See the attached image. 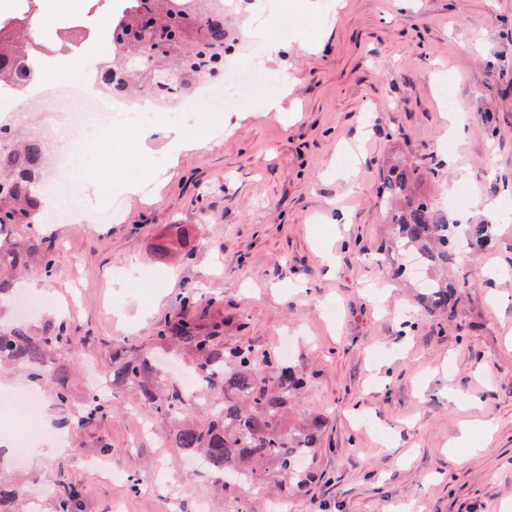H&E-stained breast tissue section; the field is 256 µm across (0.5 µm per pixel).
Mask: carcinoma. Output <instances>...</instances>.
<instances>
[{"mask_svg":"<svg viewBox=\"0 0 512 512\" xmlns=\"http://www.w3.org/2000/svg\"><path fill=\"white\" fill-rule=\"evenodd\" d=\"M146 6L163 20L160 36L168 49L181 56L180 72L192 60L204 67L224 57V12L211 9V0H123L112 48L121 61L134 55V68L104 65L100 81L105 88L122 92L138 81L139 74L148 73L153 89L183 93L195 77L167 79L152 70L159 58L143 39L141 13ZM17 22L16 18L0 20V86L32 78L24 69L30 50L11 32ZM44 159V140L36 134L17 147H0V304L11 300L19 277L29 268L44 277L53 271L51 241L35 230L47 209L41 191ZM414 174L411 168L394 165L382 186L384 194L399 200L390 209L389 223L400 247L418 250L426 267H446L456 260L461 242L470 247L488 242L486 224L470 225L461 241L448 225L438 223L431 200L409 190ZM455 295L452 284L432 281L419 294L418 303L428 311H446ZM66 339L62 322H48L37 332L24 323L0 327V365L22 371L36 385L52 384L53 396L65 403L70 376L65 368L54 365L53 353ZM155 339L192 355L193 371L200 380L199 396L220 393L224 397L205 419L177 426L173 447L201 456L209 472L234 485L250 481L264 486L268 480L260 469L264 463L273 464L274 475L284 480L283 491L307 485L311 474L305 462L319 443L322 421L314 418L299 427L287 425L289 404L303 385L299 370L274 354L256 351L247 342L226 343L224 321L209 319L192 291L184 293L180 314L159 329ZM155 378L148 358L123 359L112 368L114 383L138 388L156 412L180 417L187 409L182 388L170 382L157 385ZM24 505V487L6 474L0 456V512H20ZM52 512H81V493L69 489L56 498Z\"/></svg>","mask_w":512,"mask_h":512,"instance_id":"1","label":"carcinoma"}]
</instances>
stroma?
Listing matches in <instances>:
<instances>
[{
  "instance_id": "obj_1",
  "label": "stroma",
  "mask_w": 512,
  "mask_h": 512,
  "mask_svg": "<svg viewBox=\"0 0 512 512\" xmlns=\"http://www.w3.org/2000/svg\"><path fill=\"white\" fill-rule=\"evenodd\" d=\"M281 2L294 20L288 41L243 60L291 77L280 111L262 108L272 85L258 84L231 111L198 113L200 140L181 145L158 113L123 159L137 184L99 201L75 191L80 220L39 225L54 273L26 284L56 304L27 318L7 309L0 322L37 331L64 317L55 361L71 371V392L63 405L45 395L38 440L12 469L46 508L74 487L83 512H196L202 502L274 512V486L228 488L185 466L169 443L175 421L112 383L118 359L166 356L153 336L193 290L223 318L226 341L282 351L306 375L293 416L325 427L313 478L287 512H512V198L491 219L481 205L512 185V0ZM58 10L71 39L48 36L47 48L86 56L120 0H81L73 12L65 0H10L0 16L30 27ZM458 112L466 136L442 153ZM393 161L415 168L456 233L491 226L488 246L449 266L458 292L447 311L421 310L417 279L377 263L392 236L378 187ZM352 165L351 186L338 170ZM165 240L192 259H160ZM142 271L154 282L135 281ZM96 379L111 386L112 411L88 421Z\"/></svg>"
}]
</instances>
